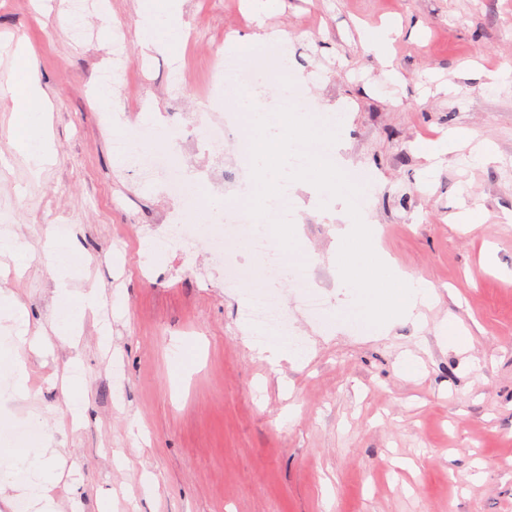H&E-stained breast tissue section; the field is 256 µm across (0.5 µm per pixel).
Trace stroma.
Segmentation results:
<instances>
[{
    "label": "stroma",
    "mask_w": 512,
    "mask_h": 512,
    "mask_svg": "<svg viewBox=\"0 0 512 512\" xmlns=\"http://www.w3.org/2000/svg\"><path fill=\"white\" fill-rule=\"evenodd\" d=\"M109 10L130 35L120 83L142 103L92 98L111 35L98 7L75 23L85 30L77 41L59 0H0V215L34 253L25 272L0 274V293L22 301L32 325H50L55 281L43 244L62 217L82 253L74 291L102 296L77 344L54 337L24 352L29 392L0 406L12 426L41 415L57 450L55 512H512V84L488 85L490 73L512 70V0H273L265 25L290 44L253 48L255 95L269 96L276 70L288 83L310 79V117L339 129L318 154L334 152L361 187L383 251L436 291L421 323L378 337L322 331L352 300L330 261L345 204H322L301 182L288 184L299 255L278 276L242 240L219 267L179 242L144 252L179 224L213 236L191 220L212 189L224 195L220 224L250 219L231 141L206 139L201 127L216 109L203 97L211 55L232 64L230 32L249 35L256 22L248 0H186L189 42L145 51L131 38L137 0H109ZM385 20L403 24L389 67L359 36L360 25ZM19 41L53 105L55 155L38 177L10 143ZM173 67L184 72L181 125L153 147L194 186L191 204L134 169H112L115 140L99 121L110 108L126 113V131L156 132L145 107L170 111ZM453 128L488 142L497 161L476 166L463 150L428 170L418 145ZM462 204L485 214L476 230L451 223ZM249 269L312 342L306 362L273 364L253 348L239 318ZM448 315L471 333L467 351L437 339ZM406 352L420 359L419 377L399 375ZM73 361L77 421L63 381Z\"/></svg>",
    "instance_id": "1"
}]
</instances>
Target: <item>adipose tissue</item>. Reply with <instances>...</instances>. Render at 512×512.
I'll return each mask as SVG.
<instances>
[{"label":"adipose tissue","mask_w":512,"mask_h":512,"mask_svg":"<svg viewBox=\"0 0 512 512\" xmlns=\"http://www.w3.org/2000/svg\"><path fill=\"white\" fill-rule=\"evenodd\" d=\"M184 0H143L140 21L135 36L143 50H164L186 41L188 30L181 21ZM18 78L11 88L14 124L12 147L22 154L33 173H40L52 161L54 144L50 130V101L36 75L32 52L23 45L14 51ZM48 268L56 281V313L49 329L34 335L22 334L29 324L26 306L14 297L0 303V323L12 330L4 348L0 349V372L10 380L13 394L28 391L29 376L21 357L24 350L40 349L49 336L75 339L85 317L100 304L97 292L75 298L71 288L72 262L79 251L74 239L60 240L47 235L43 248ZM34 445L30 448L11 447L0 429V451L7 462L0 467V490L10 489L19 497L34 500L41 512H54L55 481L48 472L47 461L55 451L49 448L40 421L31 425Z\"/></svg>","instance_id":"obj_1"}]
</instances>
